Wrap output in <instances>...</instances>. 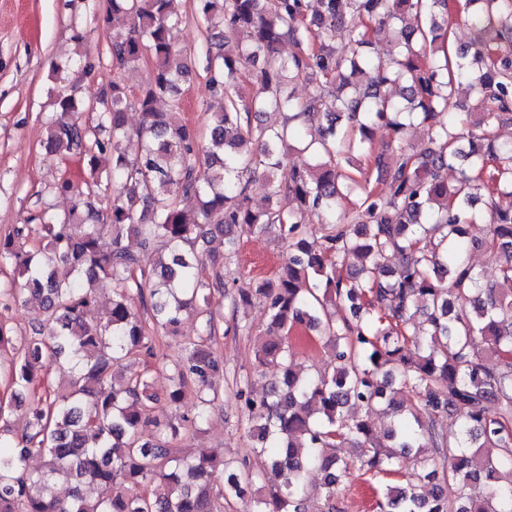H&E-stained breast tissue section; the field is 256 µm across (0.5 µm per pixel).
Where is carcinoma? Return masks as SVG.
Returning <instances> with one entry per match:
<instances>
[{
    "instance_id": "obj_1",
    "label": "carcinoma",
    "mask_w": 512,
    "mask_h": 512,
    "mask_svg": "<svg viewBox=\"0 0 512 512\" xmlns=\"http://www.w3.org/2000/svg\"><path fill=\"white\" fill-rule=\"evenodd\" d=\"M318 2L196 0L220 103L202 148L179 118L192 63L173 38L172 0H111L103 23L113 66L148 60L150 77L133 103L113 80L98 112L72 93L53 98L45 153L81 159L82 182L55 185L67 209L41 205L0 237V265L24 280L0 283V304L33 312L20 335L0 325V352L18 354L0 359L11 388V403L0 402V512H223L254 484L245 512H305L313 473L324 494L315 512H341L338 488L356 472L380 478L376 512H512V293L469 258L473 248L497 252L498 278L512 282V208L498 203L512 196V143L497 137L512 127V0H465L473 37L455 50L448 0ZM338 27L350 35L346 53L331 43ZM378 34L392 46L387 60L367 51ZM300 80L312 85L304 101ZM379 124L395 135L382 151L372 141ZM415 125L427 127V146L402 142ZM257 179L267 186L261 208L250 197ZM353 194L355 207L338 210ZM310 212L330 225L318 238L305 230ZM272 226L288 249L276 277L230 288L224 264L241 236ZM132 234L158 246L156 266L128 248ZM215 237L220 256L204 249ZM216 292L231 294L236 311L254 294L267 303L254 355L271 381L259 400L246 383L236 390L253 464L215 448L188 460L174 448L202 430L221 396ZM188 309L198 328L178 341L167 403L192 388L195 412L161 419L149 365L158 336L178 337ZM299 327L327 338L332 370L311 375L295 363L288 334ZM131 358L143 372L126 377ZM60 359L71 369L64 390L48 379ZM377 407L390 415L385 428L367 418ZM450 414L452 439L440 424ZM146 429L153 439L143 440ZM33 456L44 460L38 471L27 467ZM60 473L73 481L68 501L47 502L43 488Z\"/></svg>"
}]
</instances>
